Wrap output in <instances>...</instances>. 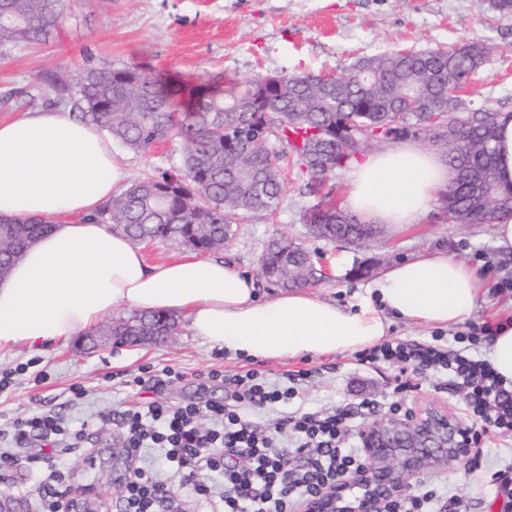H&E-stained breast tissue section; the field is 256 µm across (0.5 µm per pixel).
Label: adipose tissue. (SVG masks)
I'll return each instance as SVG.
<instances>
[{
    "label": "adipose tissue",
    "mask_w": 512,
    "mask_h": 512,
    "mask_svg": "<svg viewBox=\"0 0 512 512\" xmlns=\"http://www.w3.org/2000/svg\"><path fill=\"white\" fill-rule=\"evenodd\" d=\"M495 126V176L508 189L512 113H498ZM452 177L435 153L401 143L353 166L345 205L368 224H415ZM122 179L108 137L69 111L0 121V215L53 224L0 279V350L67 344L125 304L179 313L193 335L242 359L336 355L385 342L396 318L464 325L484 293L476 269L435 250L388 266L354 305L305 288L263 299L231 261L187 253L152 264L121 230L89 221Z\"/></svg>",
    "instance_id": "obj_1"
}]
</instances>
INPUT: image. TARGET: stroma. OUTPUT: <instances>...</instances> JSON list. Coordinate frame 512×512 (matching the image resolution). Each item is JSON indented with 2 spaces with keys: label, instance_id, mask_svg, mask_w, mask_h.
<instances>
[{
  "label": "stroma",
  "instance_id": "1",
  "mask_svg": "<svg viewBox=\"0 0 512 512\" xmlns=\"http://www.w3.org/2000/svg\"><path fill=\"white\" fill-rule=\"evenodd\" d=\"M496 0H65V8L50 38L43 43L0 54V120L27 112L50 109L48 99L29 95L47 72L75 74L86 63H136L155 72H178L207 80L219 74L247 78L257 73H332L363 55L384 53L403 44L415 49L455 46L476 38L492 49L487 65L475 74L473 98L512 112V14H502ZM112 153L133 181L176 166L178 158L162 145L146 153L113 146ZM286 187L276 214L244 212L225 258L234 260L257 278L261 297L275 293L256 275L259 258L269 237L282 232L305 240L321 256L328 277L317 287L323 297L347 305L365 293L370 277L389 265L435 249L465 260L483 273L486 293L474 322L512 317V293L496 284L512 277V252L500 251L489 224H455L440 208H433L420 223L386 225L365 246L306 239L300 220L312 206L309 195L293 171H286ZM369 276L354 275L358 265ZM349 354L311 356L293 360H264L268 377L288 370L309 368V382L297 389L290 410L314 411L361 400H384L393 371L388 367L359 368ZM247 360L232 358L223 349L193 336L186 320L165 342L140 346L112 345L84 354L81 340L40 354L15 348L0 351V372L14 371L11 387L0 393V425L37 411L54 410L72 425H86L92 450L103 464L91 467L81 457L67 456L63 465L76 485L94 486L115 505V482L107 465L126 472L131 460L126 449L116 447L118 428L101 424L100 412L120 410L137 400L124 387L126 375L141 368H173L180 376L153 389L151 398L168 405L205 406L224 402L227 394L218 381L205 380L213 369L233 373L250 368ZM42 383H35L36 374ZM85 395L73 399L72 386ZM38 439L14 449L10 466L0 469V489L10 491L21 512H39L37 481L27 460L38 454ZM512 452L507 447L487 449L479 468L464 465L429 469L412 483L410 494L436 484L459 495L471 512H502L494 499V474Z\"/></svg>",
  "mask_w": 512,
  "mask_h": 512
}]
</instances>
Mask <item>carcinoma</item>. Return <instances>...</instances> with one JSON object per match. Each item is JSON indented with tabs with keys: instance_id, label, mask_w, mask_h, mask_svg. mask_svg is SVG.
<instances>
[{
	"instance_id": "1",
	"label": "carcinoma",
	"mask_w": 512,
	"mask_h": 512,
	"mask_svg": "<svg viewBox=\"0 0 512 512\" xmlns=\"http://www.w3.org/2000/svg\"><path fill=\"white\" fill-rule=\"evenodd\" d=\"M63 0H0V49L42 42L61 19ZM491 56L480 40L452 48L416 50L397 47L363 56L323 83L321 74L256 75L240 80L222 75L194 83L177 74H156L136 63L88 65L75 75L77 91L51 74L37 96L53 95L56 106L104 128L112 140L135 153L174 143L179 165L158 176L134 180L87 221L126 232L141 244L185 246L202 253L221 251L235 235L242 212L273 215L284 193L283 164L296 170L307 192L320 198L327 213L317 219L312 205L301 221L307 237L364 245L378 231L326 189L330 177L360 161L372 146L427 137L444 154L454 177L444 187L447 214L463 224H492L512 216V190L496 185L494 128L496 112L487 104H464L449 90L481 70ZM369 79L360 83L357 71ZM270 102L276 111L265 113ZM448 107L446 120L461 125L460 142L438 139L433 108ZM462 111H457V108ZM365 126L373 145H351L349 129ZM495 184L491 199L478 181ZM51 225L0 216V276ZM263 277L278 288L313 286L320 266L304 242L272 237L262 254ZM177 328L170 314L133 311L112 323V333L128 335L144 327Z\"/></svg>"
}]
</instances>
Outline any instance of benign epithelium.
Here are the masks:
<instances>
[{"label":"benign epithelium","mask_w":512,"mask_h":512,"mask_svg":"<svg viewBox=\"0 0 512 512\" xmlns=\"http://www.w3.org/2000/svg\"><path fill=\"white\" fill-rule=\"evenodd\" d=\"M165 336H95L83 349L91 354L103 342L142 345ZM366 465L336 488H326L306 500L302 512H385L411 482L433 466L465 461L471 451L468 428L448 415L437 402L426 399L400 416L383 415L359 430ZM67 512H107L101 498H83V491L65 493Z\"/></svg>","instance_id":"1"}]
</instances>
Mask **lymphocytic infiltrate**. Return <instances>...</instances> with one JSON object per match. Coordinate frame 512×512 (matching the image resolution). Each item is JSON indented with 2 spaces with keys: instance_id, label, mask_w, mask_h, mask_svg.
<instances>
[{
  "instance_id": "obj_1",
  "label": "lymphocytic infiltrate",
  "mask_w": 512,
  "mask_h": 512,
  "mask_svg": "<svg viewBox=\"0 0 512 512\" xmlns=\"http://www.w3.org/2000/svg\"><path fill=\"white\" fill-rule=\"evenodd\" d=\"M495 324L469 325L451 340L392 338L358 351L353 360L365 368L393 369V389L388 405L397 409L407 394L420 390L431 373L447 375L448 385L461 398V416L474 445V459L502 436L512 434V384H505L487 360L474 354L480 337L492 335ZM209 378L224 379L230 400L205 407H166L141 401L129 408L102 412L99 419L118 421L119 441L129 453L158 449L163 458L194 478V490L203 500L219 499L224 512H293L295 503L326 486L341 482L362 467V454L347 450L354 419L372 413L377 404L364 400L331 409L293 411L271 431L258 430L241 415V407L279 408L289 404L298 385L311 372L299 369L269 380L264 372L249 369ZM212 426L201 429V417ZM85 428L67 424L55 411H41L15 418L0 429V462L9 461L10 449L39 436L42 449L31 456L29 467L38 479L41 512H63L62 496L68 474L61 471L62 457L83 452ZM165 483L152 468L139 466L120 489L122 512H169L164 503ZM387 512H463L462 502L436 489L391 502Z\"/></svg>"
}]
</instances>
